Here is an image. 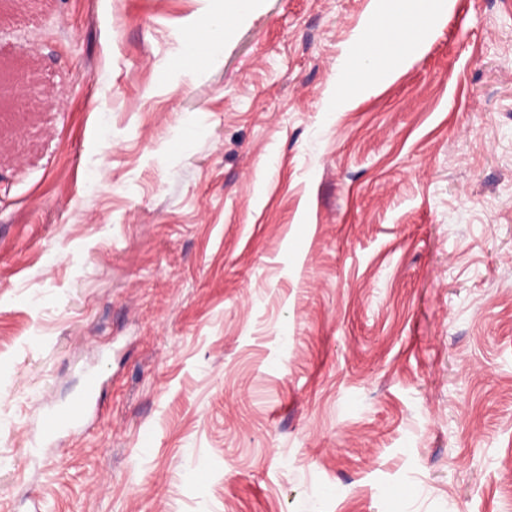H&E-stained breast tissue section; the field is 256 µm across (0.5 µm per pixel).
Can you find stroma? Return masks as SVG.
<instances>
[{"instance_id": "stroma-1", "label": "stroma", "mask_w": 512, "mask_h": 512, "mask_svg": "<svg viewBox=\"0 0 512 512\" xmlns=\"http://www.w3.org/2000/svg\"><path fill=\"white\" fill-rule=\"evenodd\" d=\"M370 4L0 0V512H512V0L327 114ZM255 1H209L214 4L197 18L194 30L206 44L211 59L224 53V43L232 38L235 23L254 8ZM37 79L33 75H28L26 73L13 75L11 77V80H8L7 82L4 79L3 70L0 67V112L1 116H3L5 113L3 112H10L8 109H5L4 107V99L5 97L12 98L13 95V89L17 90L18 87H22L24 85L25 88L30 90L32 93H36L37 90ZM98 392V378L96 374L89 375L83 391L68 405L52 411L47 419V431L54 433L70 429L80 424L87 413L88 407Z\"/></svg>"}]
</instances>
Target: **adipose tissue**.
Returning a JSON list of instances; mask_svg holds the SVG:
<instances>
[{
	"label": "adipose tissue",
	"instance_id": "ef3b65f1",
	"mask_svg": "<svg viewBox=\"0 0 512 512\" xmlns=\"http://www.w3.org/2000/svg\"><path fill=\"white\" fill-rule=\"evenodd\" d=\"M254 5L255 0H213L212 6L197 18L194 29L210 57L223 54L235 23ZM442 8L443 0H385L384 4L374 6L346 50L340 67L341 77H354L352 90L337 95L332 111L346 109L355 94L403 66L416 40L435 22Z\"/></svg>",
	"mask_w": 512,
	"mask_h": 512
}]
</instances>
